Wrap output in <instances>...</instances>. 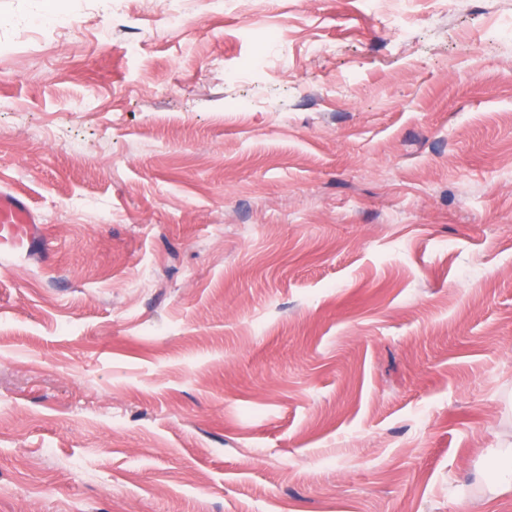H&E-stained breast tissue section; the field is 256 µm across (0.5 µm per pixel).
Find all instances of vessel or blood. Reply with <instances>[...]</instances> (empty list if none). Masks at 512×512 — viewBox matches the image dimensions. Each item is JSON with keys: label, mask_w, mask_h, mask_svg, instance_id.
I'll return each mask as SVG.
<instances>
[{"label": "vessel or blood", "mask_w": 512, "mask_h": 512, "mask_svg": "<svg viewBox=\"0 0 512 512\" xmlns=\"http://www.w3.org/2000/svg\"><path fill=\"white\" fill-rule=\"evenodd\" d=\"M44 228L26 196L0 189V256H19L32 242L45 241Z\"/></svg>", "instance_id": "b4317fda"}]
</instances>
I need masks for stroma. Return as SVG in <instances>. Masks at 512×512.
Returning <instances> with one entry per match:
<instances>
[{
  "instance_id": "obj_1",
  "label": "stroma",
  "mask_w": 512,
  "mask_h": 512,
  "mask_svg": "<svg viewBox=\"0 0 512 512\" xmlns=\"http://www.w3.org/2000/svg\"><path fill=\"white\" fill-rule=\"evenodd\" d=\"M511 24L0 0V512H512ZM34 241L45 243L44 228L26 196L0 189V256H19ZM497 456L500 464L487 482L489 493L495 496L512 494V448H500Z\"/></svg>"
}]
</instances>
